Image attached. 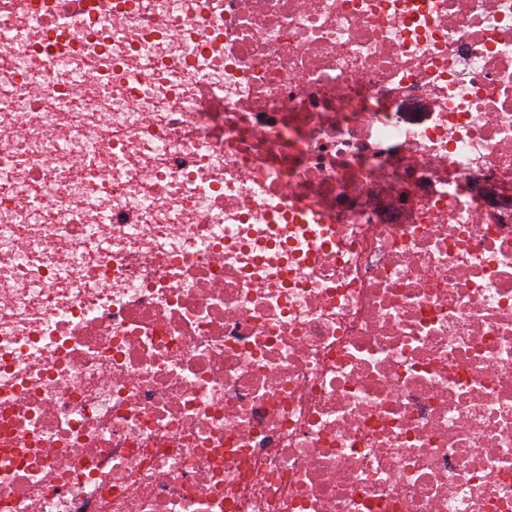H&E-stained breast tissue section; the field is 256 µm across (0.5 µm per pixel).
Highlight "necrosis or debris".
Wrapping results in <instances>:
<instances>
[{"label":"necrosis or debris","mask_w":512,"mask_h":512,"mask_svg":"<svg viewBox=\"0 0 512 512\" xmlns=\"http://www.w3.org/2000/svg\"><path fill=\"white\" fill-rule=\"evenodd\" d=\"M58 2L0 0V512H512V0Z\"/></svg>","instance_id":"obj_1"}]
</instances>
